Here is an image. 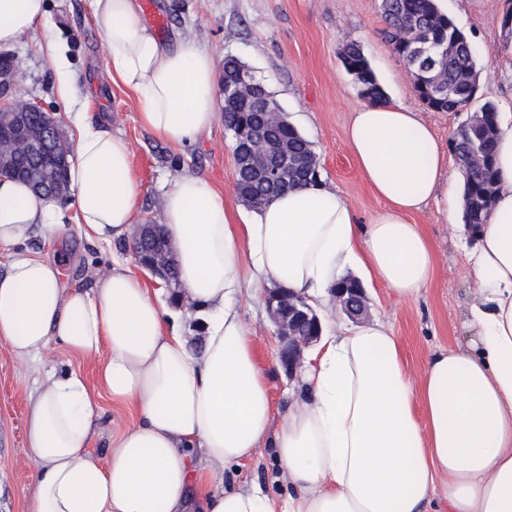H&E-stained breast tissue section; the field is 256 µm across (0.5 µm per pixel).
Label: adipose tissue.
Instances as JSON below:
<instances>
[{
    "label": "adipose tissue",
    "instance_id": "ef3b65f1",
    "mask_svg": "<svg viewBox=\"0 0 512 512\" xmlns=\"http://www.w3.org/2000/svg\"><path fill=\"white\" fill-rule=\"evenodd\" d=\"M48 0H0V47L43 23ZM113 81L137 96L142 124L170 145L195 142L215 117V60L190 41L162 42L137 0H92ZM67 177L86 239L127 236L138 192L128 142L82 112ZM347 141L373 193L386 201L367 227L325 183L289 189L258 207L221 196L202 176H175L163 224L179 281L205 331L191 352L174 312L161 308L130 266L115 262L93 287L71 288L57 263L24 250L34 231L60 234L56 204L0 179V340L22 360L51 344L96 356L98 382L134 425L113 433L105 460L90 444L102 408L75 371L30 395L26 454L36 466L27 512H512V126L499 127L497 192L477 233L468 303L469 344L442 348L420 377L392 329L368 321L323 331L279 434L269 376L237 306L275 283L308 304L327 301L348 271L407 299L435 277L432 246L411 221L451 197L445 154L418 112L395 101L352 112ZM273 442L293 492L257 482L203 491L208 465L241 464Z\"/></svg>",
    "mask_w": 512,
    "mask_h": 512
}]
</instances>
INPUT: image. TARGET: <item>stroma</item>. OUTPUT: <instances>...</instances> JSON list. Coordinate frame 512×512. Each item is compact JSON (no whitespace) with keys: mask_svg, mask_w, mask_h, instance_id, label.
<instances>
[{"mask_svg":"<svg viewBox=\"0 0 512 512\" xmlns=\"http://www.w3.org/2000/svg\"><path fill=\"white\" fill-rule=\"evenodd\" d=\"M44 24L26 34L13 50L20 63L17 94L54 113L60 131L69 128L66 105L55 88L51 63L40 52L44 35H53L70 61V69L87 100L92 120L102 122L125 138L133 152L139 191V224L162 221L161 197L178 173L206 178L222 196L234 194L233 138L223 119H216L194 144L178 149L156 139L140 120L136 96L112 82L105 68L106 45L92 22L91 0H48ZM152 10L165 20L160 40H192L217 59L239 58L264 80L289 121L311 142L319 160V177L338 189L359 224H369L385 202L369 188L346 140L352 112L362 100L360 87L341 61L345 45L358 44L388 97L418 109L441 147L448 149L456 129L469 111L435 112L421 107L411 76L390 50L383 30L381 0H151ZM449 18L470 39L481 72L477 97L512 113V33L503 17L512 0H446ZM64 243L34 233L24 249L54 257L63 266L70 286L88 287L109 272L113 260L135 264L127 240L109 246L82 244L73 198L57 201ZM429 238L436 276L415 300L396 296L381 283L366 289L369 318L388 324L398 337L412 375H420L437 349L466 345L470 331L467 306L476 284L469 271L472 250L460 232L462 216L447 220L442 206L429 203L414 215ZM146 288L171 305L181 319L188 345L199 343L203 330L188 298L171 303L169 290L141 273ZM267 287L245 293L239 300L258 359L270 376V392L277 414L273 431H280L291 392L298 378L276 363V327L266 307ZM79 371L88 384L96 382V362L68 359L60 346H51L39 361L19 359L0 341V512H27L34 491V465L25 447L26 408L35 381L64 368ZM259 482L271 495L283 498L291 491L288 476L273 445H266L241 465L212 470L213 484L241 486Z\"/></svg>","mask_w":512,"mask_h":512,"instance_id":"obj_1","label":"stroma"}]
</instances>
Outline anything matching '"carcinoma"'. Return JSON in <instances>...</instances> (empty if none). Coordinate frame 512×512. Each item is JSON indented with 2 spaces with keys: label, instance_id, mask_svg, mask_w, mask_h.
<instances>
[{
  "label": "carcinoma",
  "instance_id": "obj_1",
  "mask_svg": "<svg viewBox=\"0 0 512 512\" xmlns=\"http://www.w3.org/2000/svg\"><path fill=\"white\" fill-rule=\"evenodd\" d=\"M386 28L384 37L392 51L405 63L406 67L419 74L424 80L432 73L439 74L451 87L453 94L443 102H434L420 84H414L419 101L436 112H458L476 102L478 81L477 63L472 45L467 35L452 20L441 19L435 13L433 0H381ZM428 29L433 32L435 41L457 40L454 50L446 58L429 65L413 58L408 46L416 40L415 30ZM342 62L356 69L354 76L362 87L372 91V98L380 100L385 93L369 65L362 49L356 44L346 46L341 52ZM224 123L233 133V138H244L255 126L261 124L263 112L242 99L236 98L229 89H224ZM480 119L467 120L453 134L450 145L460 160L475 153L487 157L488 163L481 168L463 170L464 173V223L480 226L486 223L491 210L487 198L495 196V145L498 134L497 109L489 101L476 108ZM279 136L288 140L293 156L303 164L302 171L291 182L307 185L318 181L319 162L313 155V147L296 128L284 126ZM282 188L270 183H256L250 186L249 202L254 206L267 203Z\"/></svg>",
  "mask_w": 512,
  "mask_h": 512
}]
</instances>
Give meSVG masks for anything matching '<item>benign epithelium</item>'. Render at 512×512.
I'll use <instances>...</instances> for the list:
<instances>
[{
  "label": "benign epithelium",
  "mask_w": 512,
  "mask_h": 512,
  "mask_svg": "<svg viewBox=\"0 0 512 512\" xmlns=\"http://www.w3.org/2000/svg\"><path fill=\"white\" fill-rule=\"evenodd\" d=\"M19 64L10 51H0V108L7 115L24 117L28 114L38 118L31 126L16 123L8 134H0V178L7 174L17 176L19 172L11 169L4 171L5 162L9 160L50 161L59 177L47 183L42 170L31 171V186L37 192H45L50 197L65 196L68 193L65 180L60 174L66 170V160L73 153V146L59 132L55 118L45 112L36 103L13 98ZM261 85L254 81L248 71L240 73L235 86L237 97L245 100L256 99L265 109L267 126L255 128L248 138V150L243 153L234 150L235 170L249 168L258 173L267 183L288 185L291 168L288 154L273 142L269 128L286 122V114L273 108L265 97L259 94ZM154 225L138 224L131 235V247L141 268L164 281L165 285H179L172 278L169 268L175 263L169 243L159 248L151 245ZM337 306L352 320L357 321L366 309V296L361 288H350L345 284L333 289ZM267 308L277 329L280 341V360L288 374H293L300 365L302 352L317 342L322 333L319 316L305 301L286 297L277 289L268 292Z\"/></svg>",
  "instance_id": "1"
}]
</instances>
